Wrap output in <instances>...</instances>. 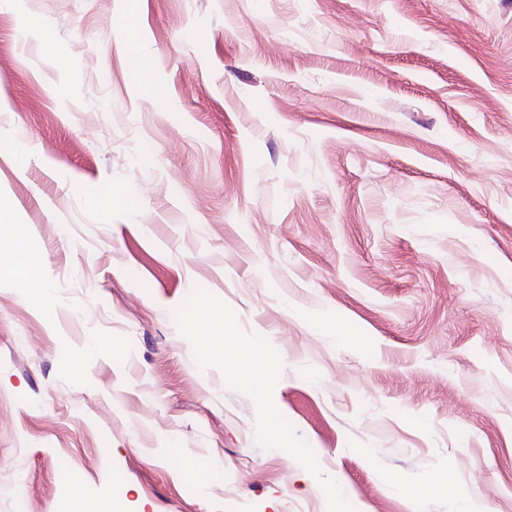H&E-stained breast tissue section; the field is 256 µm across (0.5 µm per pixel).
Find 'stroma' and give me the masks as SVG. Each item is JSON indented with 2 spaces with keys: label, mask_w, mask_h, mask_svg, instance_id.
Masks as SVG:
<instances>
[{
  "label": "stroma",
  "mask_w": 512,
  "mask_h": 512,
  "mask_svg": "<svg viewBox=\"0 0 512 512\" xmlns=\"http://www.w3.org/2000/svg\"><path fill=\"white\" fill-rule=\"evenodd\" d=\"M1 137L0 512H512V0H0Z\"/></svg>",
  "instance_id": "stroma-1"
}]
</instances>
